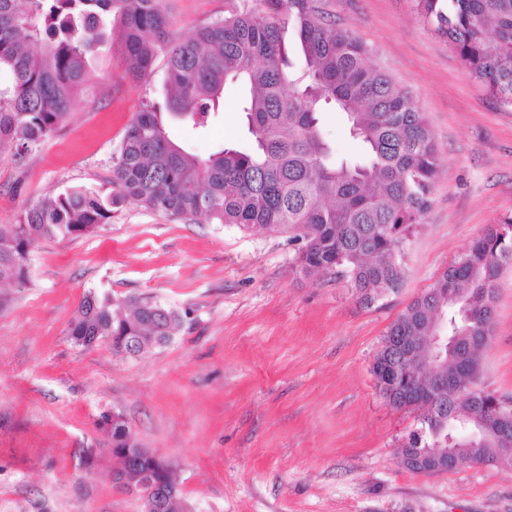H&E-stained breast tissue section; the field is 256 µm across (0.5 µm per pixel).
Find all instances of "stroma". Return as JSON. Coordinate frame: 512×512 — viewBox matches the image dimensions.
Masks as SVG:
<instances>
[{"label":"stroma","instance_id":"1","mask_svg":"<svg viewBox=\"0 0 512 512\" xmlns=\"http://www.w3.org/2000/svg\"><path fill=\"white\" fill-rule=\"evenodd\" d=\"M240 0H166L173 37ZM369 62L409 91L435 138L431 207L409 242L397 292L364 304L346 282L306 274L283 236L173 221L126 200L91 234L41 241L28 283L0 289V512H144L112 480L102 416L121 414L174 468L196 512H512V469L409 471L400 447L419 425L380 396L372 363L389 325L491 224L512 216V109L473 81L413 0H320ZM89 56L64 125L23 159L0 150V224L73 187L115 193L112 158L143 101L164 102L157 57L127 73L118 23ZM240 92L200 134L166 123L200 156L245 142ZM151 297L184 324L131 358L73 343L86 293ZM488 390L512 398V267L480 352Z\"/></svg>","mask_w":512,"mask_h":512}]
</instances>
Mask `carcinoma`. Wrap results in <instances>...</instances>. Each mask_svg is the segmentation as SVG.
Segmentation results:
<instances>
[{
    "instance_id": "carcinoma-1",
    "label": "carcinoma",
    "mask_w": 512,
    "mask_h": 512,
    "mask_svg": "<svg viewBox=\"0 0 512 512\" xmlns=\"http://www.w3.org/2000/svg\"><path fill=\"white\" fill-rule=\"evenodd\" d=\"M416 12L448 39L470 76L512 107V0H414ZM120 24L128 72L144 74L167 57V113L145 104L113 157L117 193L82 187L43 200L17 224H0V285L28 283L33 247L92 233L113 206L130 199L173 221L202 219L287 237L304 273L344 278L371 304L395 291L415 226L423 223L438 172V154L413 97L368 63L351 34L328 27L318 0H241L223 19L176 41L164 0H0V70L12 90L0 93V149L21 158L65 121L88 74V54L105 36L104 18ZM291 29L303 69L285 48ZM240 86L251 136L245 149L206 158L174 143L164 115L205 127L227 83ZM326 112L344 115L364 157L336 153L322 131ZM512 217L486 227L431 288L389 326L372 372L380 396L395 408L422 410L420 427L401 448L448 453L461 463L492 464L505 444L494 393L479 387V351L493 328L502 266L512 264ZM447 348L434 369L408 355L439 317ZM182 315L147 297L114 301L90 292L70 323L78 346L101 342L141 356L168 343ZM112 447L127 456L121 474L140 483L154 462L125 421L102 417Z\"/></svg>"
}]
</instances>
